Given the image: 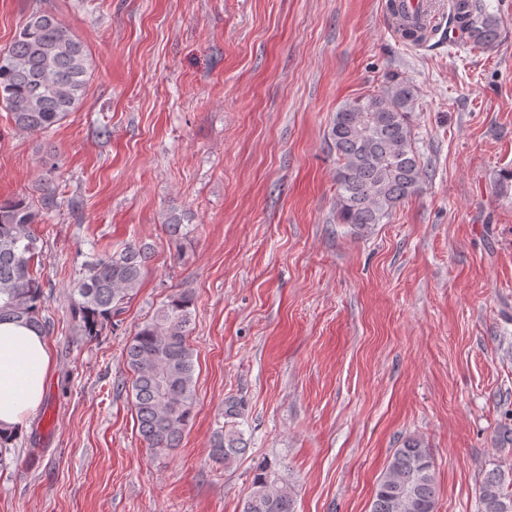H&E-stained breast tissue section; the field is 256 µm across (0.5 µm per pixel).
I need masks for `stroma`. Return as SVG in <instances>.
Returning <instances> with one entry per match:
<instances>
[{
    "label": "stroma",
    "instance_id": "stroma-1",
    "mask_svg": "<svg viewBox=\"0 0 512 512\" xmlns=\"http://www.w3.org/2000/svg\"><path fill=\"white\" fill-rule=\"evenodd\" d=\"M498 46L404 43L388 0H0V50L50 8L93 70L45 134L0 109V200L59 202L34 230L53 365L0 472V512H241L270 464L296 512H370L416 437L437 512H479L512 483V0H486ZM416 86L418 192L388 222L336 216L330 124L391 76ZM109 128L110 137L100 136ZM190 231L170 236L172 214ZM152 257L137 295L83 336L70 290L127 242ZM193 301L194 418L153 455L124 385L127 341L169 296ZM248 450L209 457L225 398ZM480 512H512V486L505 487L501 474H487L479 489Z\"/></svg>",
    "mask_w": 512,
    "mask_h": 512
}]
</instances>
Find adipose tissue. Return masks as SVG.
<instances>
[{"instance_id":"obj_1","label":"adipose tissue","mask_w":512,"mask_h":512,"mask_svg":"<svg viewBox=\"0 0 512 512\" xmlns=\"http://www.w3.org/2000/svg\"><path fill=\"white\" fill-rule=\"evenodd\" d=\"M51 366L46 337L16 321L0 322V433L27 427L44 398Z\"/></svg>"}]
</instances>
